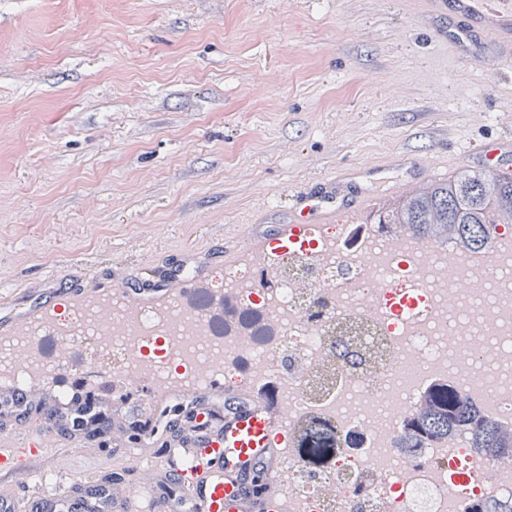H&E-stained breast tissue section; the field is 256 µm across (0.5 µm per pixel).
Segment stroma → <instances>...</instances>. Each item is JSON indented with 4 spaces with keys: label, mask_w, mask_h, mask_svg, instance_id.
Listing matches in <instances>:
<instances>
[{
    "label": "stroma",
    "mask_w": 512,
    "mask_h": 512,
    "mask_svg": "<svg viewBox=\"0 0 512 512\" xmlns=\"http://www.w3.org/2000/svg\"><path fill=\"white\" fill-rule=\"evenodd\" d=\"M511 125L512 73L435 45L420 0H0V297L267 231L339 167L454 178Z\"/></svg>",
    "instance_id": "35a3bbf8"
}]
</instances>
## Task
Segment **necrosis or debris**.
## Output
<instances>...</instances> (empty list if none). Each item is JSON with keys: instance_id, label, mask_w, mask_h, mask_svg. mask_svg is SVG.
<instances>
[{"instance_id": "1", "label": "necrosis or debris", "mask_w": 512, "mask_h": 512, "mask_svg": "<svg viewBox=\"0 0 512 512\" xmlns=\"http://www.w3.org/2000/svg\"><path fill=\"white\" fill-rule=\"evenodd\" d=\"M466 257L458 244L335 224L294 253L273 247L225 271L201 302L177 295L159 310L118 297L107 323L85 306L52 328L69 348L31 347L42 330L28 327L0 342V377L23 387L62 366L96 374L108 357L120 377L189 394L220 374L270 391L291 449L278 482L292 512H474L512 501L511 457L477 458L462 431L403 448L409 419L441 384L512 426V228H496L490 274L464 271ZM86 343L95 356L76 360ZM304 422L331 440L327 453L304 447Z\"/></svg>"}]
</instances>
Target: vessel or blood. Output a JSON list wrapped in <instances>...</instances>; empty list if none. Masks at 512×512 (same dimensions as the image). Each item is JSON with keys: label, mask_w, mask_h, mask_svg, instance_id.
<instances>
[{"label": "vessel or blood", "mask_w": 512, "mask_h": 512, "mask_svg": "<svg viewBox=\"0 0 512 512\" xmlns=\"http://www.w3.org/2000/svg\"><path fill=\"white\" fill-rule=\"evenodd\" d=\"M424 18L437 41L452 44L463 60H476L502 71H512V0H422ZM473 161L492 162L500 175L512 177V128L500 132L471 151ZM429 163L412 154L395 156L387 165L367 169L341 168L333 174L292 187L280 209L288 219L276 235L225 233L220 263L231 268L269 243L288 249L300 238H313L338 223L340 216L366 212L374 199L369 180L398 172L407 179L427 176ZM210 274L198 261L192 275L181 269L160 272L157 266H124L119 283H103L91 274L70 275L60 297L70 305L96 297L108 303L119 294L130 304L166 306L173 293L196 294ZM58 297H48L25 309L0 301V335H16L27 325L52 327ZM100 388H111L113 402L141 411L146 424L138 427L136 442L117 440L109 457L88 447L75 434L58 431L56 398L40 409L42 437L32 436L21 424L0 430V512H291L288 494L271 482L288 454L281 433L283 420L271 401L256 391L226 385L212 376L205 385L185 394L158 390L149 379L127 382L100 375ZM182 404L181 420L169 424L157 415L156 404ZM86 467L84 480H70L72 466ZM146 472V479L115 492L107 470ZM53 475L46 489L38 476Z\"/></svg>", "instance_id": "obj_1"}]
</instances>
